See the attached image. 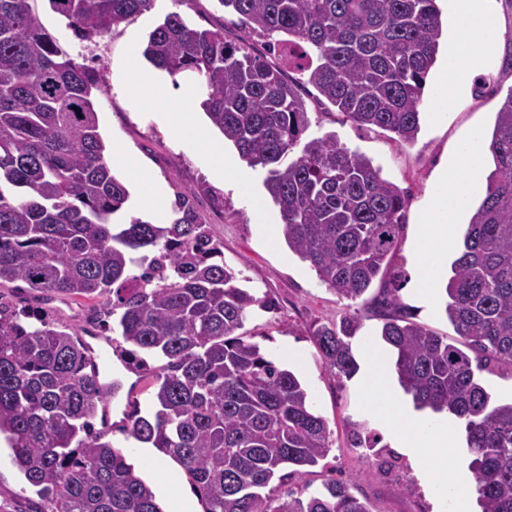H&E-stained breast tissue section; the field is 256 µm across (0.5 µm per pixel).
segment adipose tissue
Listing matches in <instances>:
<instances>
[{
    "mask_svg": "<svg viewBox=\"0 0 512 512\" xmlns=\"http://www.w3.org/2000/svg\"><path fill=\"white\" fill-rule=\"evenodd\" d=\"M454 2L459 32L448 44L447 65L436 90L444 110L458 100L470 77L492 71L494 49L503 37L489 0ZM137 74L162 121L194 140L211 141L212 135L197 113L184 111L180 101L167 93L161 75L145 68L138 69ZM485 164L482 136L471 133L459 143L427 189L413 249L417 274L412 284L414 294L426 302L434 301L442 280L448 276V259L457 244L456 224L481 184ZM360 355L365 365L360 385L366 394L376 396L378 418L414 465L461 447L465 434L455 418L419 412L412 403L392 395V364L386 350L366 343ZM427 482L441 512H471L475 486L466 460H459L451 471L443 467L428 469Z\"/></svg>",
    "mask_w": 512,
    "mask_h": 512,
    "instance_id": "adipose-tissue-1",
    "label": "adipose tissue"
}]
</instances>
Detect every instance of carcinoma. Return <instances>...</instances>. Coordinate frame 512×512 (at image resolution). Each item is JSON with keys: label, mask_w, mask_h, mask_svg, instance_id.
Here are the masks:
<instances>
[{"label": "carcinoma", "mask_w": 512, "mask_h": 512, "mask_svg": "<svg viewBox=\"0 0 512 512\" xmlns=\"http://www.w3.org/2000/svg\"><path fill=\"white\" fill-rule=\"evenodd\" d=\"M215 2L236 16L233 32L192 28L172 11L143 57L173 78L200 77V107L244 161L266 170L283 239L323 284L354 303L381 282L371 314L403 391L416 408L464 423L481 512H512V401L493 400L476 375L512 373V94L488 144L484 197L451 264L450 340L412 320L398 279H384L407 196L335 134L303 140L300 93L310 85L344 121L413 144L443 33L437 0ZM49 4L91 40L118 33L155 0ZM100 90L94 69L42 30L30 0H0V283H24L35 301L105 297L123 340L165 360L153 375L156 411L132 410L126 431L183 467L204 512H377L348 479L274 497V479L329 456L328 422L294 372L242 332L252 308L276 303L242 286L190 193L178 195L168 224L113 222L129 193L99 133ZM363 318L356 308L312 333L340 380L358 370L352 338ZM118 389L90 372L77 331L0 300V434L53 512H162L123 452L93 429Z\"/></svg>", "instance_id": "obj_1"}]
</instances>
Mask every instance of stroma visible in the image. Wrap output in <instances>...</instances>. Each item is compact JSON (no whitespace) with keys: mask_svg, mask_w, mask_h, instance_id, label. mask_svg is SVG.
<instances>
[{"mask_svg":"<svg viewBox=\"0 0 512 512\" xmlns=\"http://www.w3.org/2000/svg\"><path fill=\"white\" fill-rule=\"evenodd\" d=\"M491 8L503 31L493 74L469 83L457 104L444 112L439 111L433 96L424 95L420 105L421 130L413 145H399L391 132L378 128L356 129L344 122L333 107L314 103L308 106L311 124L307 137L335 133L340 143L365 154L384 179L406 192V219L391 265L408 279L414 275L411 244L429 182L472 131L491 135L496 113L512 93V5L507 0H491ZM31 9L42 29L60 48L94 68L103 81L96 103L99 131L106 145L123 146L144 170L164 183L166 196L153 214L154 223L170 222L178 193L192 190L194 210L221 243L225 261L243 269L248 286L256 295L275 300V311L253 310L244 329L257 336L263 353L272 360H280V351L286 347L300 352L299 361L291 364L290 369L307 388L316 411L328 421L333 441L326 466L312 468L302 479H288L278 486V495H286L301 483L313 494L322 491L329 480L348 478L354 484L355 494L369 499L377 512H437L438 505L424 474L414 470L407 458L391 446L357 379L341 381L332 376L311 336L319 324L337 325L353 308L372 307L377 288H370L357 305H350L322 284L286 243L270 245L251 201L252 195L265 192L264 169L252 168L253 193L249 196L216 182L208 170L211 155L195 142L180 137L174 128L161 127L148 97L136 98L123 89L125 72L145 63L143 57L132 56L131 45H144L168 12L179 11L190 25L200 29L223 26L224 12L214 0H183L178 6L172 0H157L153 10L131 19L118 34L83 41L68 28L66 19L50 8L47 0H32ZM399 296L417 322L441 335L453 336L444 313V297L429 304L418 300L405 286ZM104 306V299L77 297L46 304L43 312L53 322L87 338L98 333L96 320ZM126 348L122 337L114 336L112 376L121 382L122 389L109 402L112 425L107 438L113 447L123 451L138 475L151 486L163 512H170L176 497L189 501L193 512H204L205 505L185 470L159 449L136 442L125 431L131 409L144 414L152 411L151 375L162 364L161 358L151 356L147 368H139L131 362ZM354 430L376 439L375 451L352 447L350 433ZM52 510L50 500L28 484L14 464L7 442L1 440L0 512Z\"/></svg>","mask_w":512,"mask_h":512,"instance_id":"35a3bbf8","label":"stroma"}]
</instances>
